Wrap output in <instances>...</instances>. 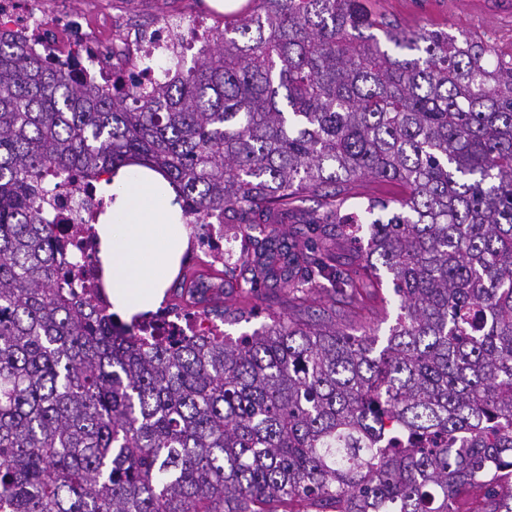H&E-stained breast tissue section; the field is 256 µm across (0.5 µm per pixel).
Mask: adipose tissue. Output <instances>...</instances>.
I'll return each instance as SVG.
<instances>
[{
  "label": "adipose tissue",
  "mask_w": 512,
  "mask_h": 512,
  "mask_svg": "<svg viewBox=\"0 0 512 512\" xmlns=\"http://www.w3.org/2000/svg\"><path fill=\"white\" fill-rule=\"evenodd\" d=\"M111 188L112 206L95 229L111 311L130 322L162 301L165 284L190 245V230L175 192L158 173L127 166L113 176Z\"/></svg>",
  "instance_id": "adipose-tissue-1"
}]
</instances>
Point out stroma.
<instances>
[{
    "label": "stroma",
    "mask_w": 512,
    "mask_h": 512,
    "mask_svg": "<svg viewBox=\"0 0 512 512\" xmlns=\"http://www.w3.org/2000/svg\"><path fill=\"white\" fill-rule=\"evenodd\" d=\"M365 4L372 12L397 17L410 30L427 23L456 37L486 32L502 52H512V0H365ZM38 7L48 20L70 11L77 21L76 30L63 32L62 40L76 37L91 46L122 39L124 25H149L163 18L194 22L203 33L224 25L223 12L208 6L206 0H39ZM240 280V275L230 276L226 301L248 312L249 317L236 324L221 323V330L231 337L252 332L267 323L269 316L297 314V302L289 289L259 288L244 293L238 287ZM309 304L314 309L335 310L338 319L355 321L360 328L382 335L398 313L387 282L371 289L358 306L330 288L313 290Z\"/></svg>",
    "instance_id": "35a3bbf8"
}]
</instances>
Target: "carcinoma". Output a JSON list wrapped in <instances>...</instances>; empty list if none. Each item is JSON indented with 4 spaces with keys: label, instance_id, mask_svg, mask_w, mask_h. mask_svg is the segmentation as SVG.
Returning <instances> with one entry per match:
<instances>
[{
    "label": "carcinoma",
    "instance_id": "carcinoma-1",
    "mask_svg": "<svg viewBox=\"0 0 512 512\" xmlns=\"http://www.w3.org/2000/svg\"><path fill=\"white\" fill-rule=\"evenodd\" d=\"M244 232L255 289L357 300L389 274L383 346L301 317L139 335L76 280L50 201L125 164ZM401 187L338 207L363 178ZM307 197L305 236L283 231ZM367 239L335 269L323 226ZM377 262H371L372 257ZM224 278L180 275L202 307ZM512 53L406 30L364 0H249L200 59L105 90L0 28V512H512Z\"/></svg>",
    "mask_w": 512,
    "mask_h": 512
}]
</instances>
